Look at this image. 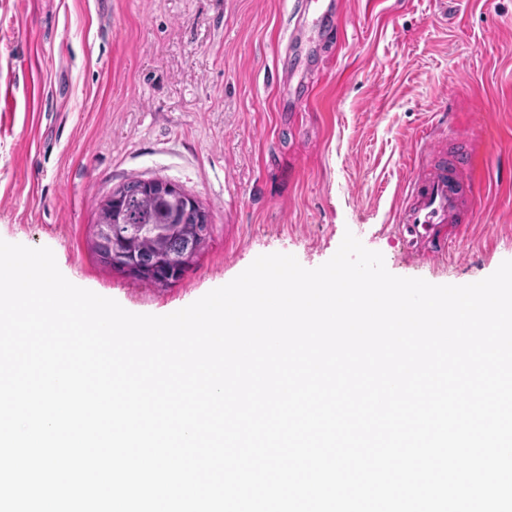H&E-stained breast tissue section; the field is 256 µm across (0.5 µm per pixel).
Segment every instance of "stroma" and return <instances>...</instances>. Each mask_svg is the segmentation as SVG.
I'll return each mask as SVG.
<instances>
[{"mask_svg": "<svg viewBox=\"0 0 512 512\" xmlns=\"http://www.w3.org/2000/svg\"><path fill=\"white\" fill-rule=\"evenodd\" d=\"M295 0H0V239L49 247L77 286L167 315L258 256L327 262L345 232L387 270L464 285L512 260V0H344L341 50L302 57L305 109L278 89ZM472 200L448 252L395 224L424 130ZM183 187L210 239L166 288L98 262L102 197Z\"/></svg>", "mask_w": 512, "mask_h": 512, "instance_id": "1", "label": "stroma"}]
</instances>
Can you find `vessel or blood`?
Wrapping results in <instances>:
<instances>
[{
  "label": "vessel or blood",
  "instance_id": "1",
  "mask_svg": "<svg viewBox=\"0 0 512 512\" xmlns=\"http://www.w3.org/2000/svg\"><path fill=\"white\" fill-rule=\"evenodd\" d=\"M310 2L313 6L310 22L299 25L289 37L298 46L306 41L309 29L329 26L341 5V0ZM462 206L463 199L446 168L424 169L409 177L396 222L401 233L412 240L429 243L438 238L444 225L456 223Z\"/></svg>",
  "mask_w": 512,
  "mask_h": 512
}]
</instances>
